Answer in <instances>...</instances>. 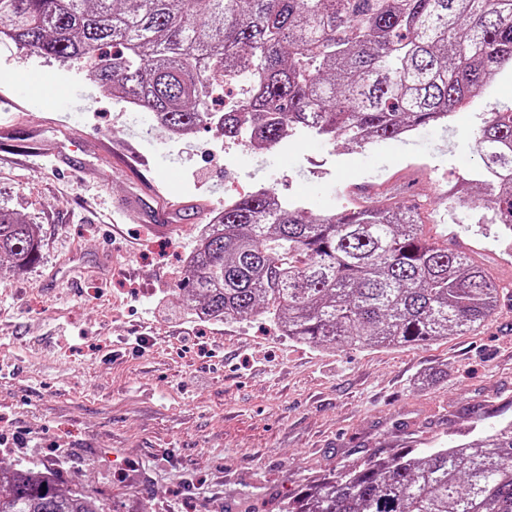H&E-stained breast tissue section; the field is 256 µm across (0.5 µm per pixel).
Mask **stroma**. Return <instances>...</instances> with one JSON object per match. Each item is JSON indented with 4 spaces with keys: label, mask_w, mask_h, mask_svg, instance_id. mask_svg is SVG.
Returning <instances> with one entry per match:
<instances>
[{
    "label": "stroma",
    "mask_w": 512,
    "mask_h": 512,
    "mask_svg": "<svg viewBox=\"0 0 512 512\" xmlns=\"http://www.w3.org/2000/svg\"><path fill=\"white\" fill-rule=\"evenodd\" d=\"M1 72L0 208L38 225L41 252L0 282V466L52 463L115 512H282L342 466L512 420V234L450 199L480 174L474 132L512 100L511 68L453 114L450 143L431 128L309 149L301 130L260 161L211 129L169 138L80 66L0 41ZM34 76L69 99L16 107ZM260 186L314 214L415 207L427 238L489 273L497 314L427 345L343 350L290 342L262 314L200 322L178 286L203 220ZM163 203L177 232L156 227Z\"/></svg>",
    "instance_id": "1"
}]
</instances>
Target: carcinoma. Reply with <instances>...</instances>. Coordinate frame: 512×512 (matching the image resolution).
<instances>
[{
	"label": "carcinoma",
	"mask_w": 512,
	"mask_h": 512,
	"mask_svg": "<svg viewBox=\"0 0 512 512\" xmlns=\"http://www.w3.org/2000/svg\"><path fill=\"white\" fill-rule=\"evenodd\" d=\"M90 66L103 90L184 136L210 127L270 150L297 129L366 144L431 126L512 65V0H0V40ZM475 150L483 223L512 231V105ZM187 258L182 302L207 322L262 313L308 346L400 347L483 323L498 285L426 238L410 207L326 211L259 188L224 203ZM39 228L0 209V281ZM0 512H111L53 469L0 467ZM286 512H512V421L452 448L352 463Z\"/></svg>",
	"instance_id": "cac0c4a2"
}]
</instances>
